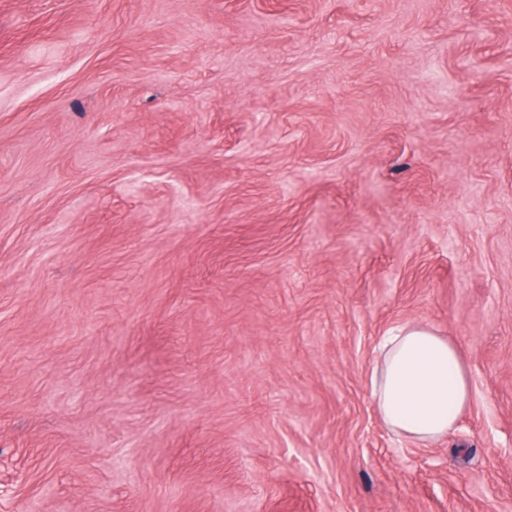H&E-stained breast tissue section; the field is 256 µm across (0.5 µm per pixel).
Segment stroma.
Segmentation results:
<instances>
[{
    "label": "stroma",
    "mask_w": 512,
    "mask_h": 512,
    "mask_svg": "<svg viewBox=\"0 0 512 512\" xmlns=\"http://www.w3.org/2000/svg\"><path fill=\"white\" fill-rule=\"evenodd\" d=\"M473 399L410 460L387 331ZM512 507V0H0V512Z\"/></svg>",
    "instance_id": "1"
}]
</instances>
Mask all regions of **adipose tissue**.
<instances>
[{
  "label": "adipose tissue",
  "mask_w": 512,
  "mask_h": 512,
  "mask_svg": "<svg viewBox=\"0 0 512 512\" xmlns=\"http://www.w3.org/2000/svg\"><path fill=\"white\" fill-rule=\"evenodd\" d=\"M371 397L391 432L435 443L448 436L469 404L470 374L446 338L430 328L406 324L384 341L372 372Z\"/></svg>",
  "instance_id": "obj_1"
}]
</instances>
